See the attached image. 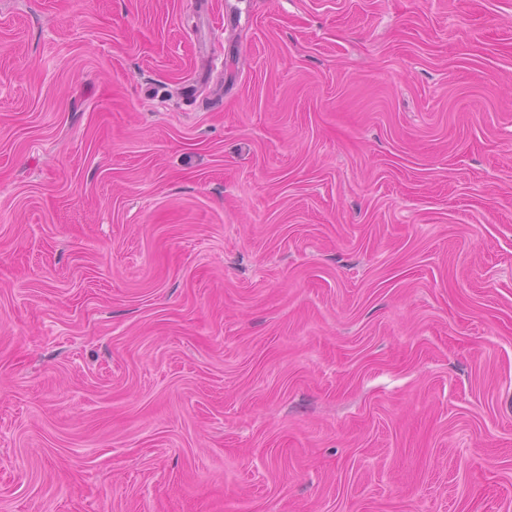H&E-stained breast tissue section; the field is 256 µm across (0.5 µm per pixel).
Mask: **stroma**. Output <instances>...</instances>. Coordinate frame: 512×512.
Here are the masks:
<instances>
[{"label":"stroma","mask_w":512,"mask_h":512,"mask_svg":"<svg viewBox=\"0 0 512 512\" xmlns=\"http://www.w3.org/2000/svg\"><path fill=\"white\" fill-rule=\"evenodd\" d=\"M0 512H512V0H0Z\"/></svg>","instance_id":"obj_1"}]
</instances>
